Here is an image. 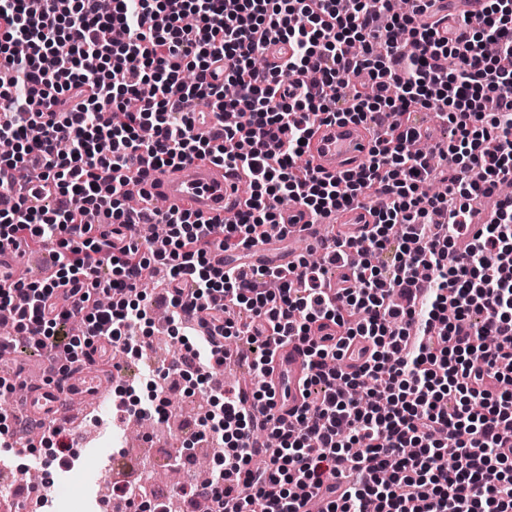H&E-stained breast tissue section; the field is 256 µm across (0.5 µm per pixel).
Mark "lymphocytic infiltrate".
Returning a JSON list of instances; mask_svg holds the SVG:
<instances>
[{"mask_svg": "<svg viewBox=\"0 0 512 512\" xmlns=\"http://www.w3.org/2000/svg\"><path fill=\"white\" fill-rule=\"evenodd\" d=\"M0 0V100L11 104L0 167L21 169L36 202L0 210V241L58 242L55 271L0 289L14 312L9 344L33 356L83 362L94 338L142 354L148 302L140 285L167 269V323L180 335L171 362L148 371L147 403L116 401L117 416L168 413L167 386L187 375L207 397L201 436L224 450L207 485L209 512H512V199L473 229V201L512 181V0L450 20L441 0ZM236 93L225 99V84ZM234 116L195 132L204 113ZM445 114L448 144L406 152L424 134L411 116ZM385 126L358 170L323 176L305 157L316 125ZM446 161L447 194L430 192L432 158ZM198 159L245 177L230 223L158 208L129 211L128 187L149 169ZM368 203L358 239L291 271L213 267V243L238 250L284 224L294 203L315 217ZM111 219L96 229L92 211ZM155 217L165 249L130 226ZM121 249H114V241ZM342 269L330 283L329 268ZM205 311L208 337L184 313ZM246 311L240 322L238 311ZM329 322L337 335H313ZM295 340L309 358V400L284 425L253 413L241 388L211 383L232 353ZM370 349L341 368L355 338Z\"/></svg>", "mask_w": 512, "mask_h": 512, "instance_id": "obj_1", "label": "lymphocytic infiltrate"}]
</instances>
